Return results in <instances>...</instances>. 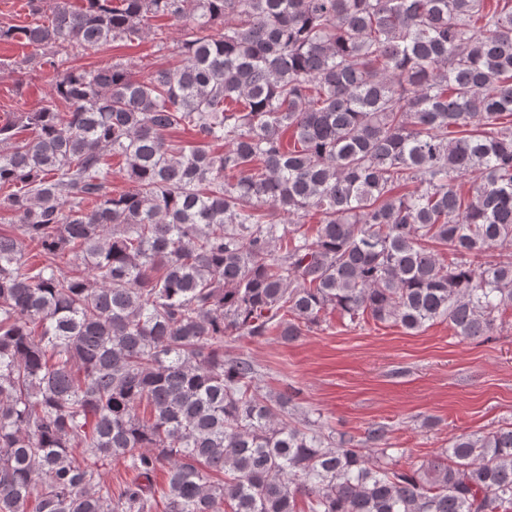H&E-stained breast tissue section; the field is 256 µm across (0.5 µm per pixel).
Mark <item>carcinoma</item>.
<instances>
[{"label": "carcinoma", "instance_id": "1", "mask_svg": "<svg viewBox=\"0 0 512 512\" xmlns=\"http://www.w3.org/2000/svg\"><path fill=\"white\" fill-rule=\"evenodd\" d=\"M84 2L0 26L58 74L0 123V512H512V427L398 468L386 426L287 421L302 390L271 404L224 356L329 310L493 335L512 255L478 258L512 246V0ZM158 16L175 66H69ZM108 461L135 479L112 489Z\"/></svg>", "mask_w": 512, "mask_h": 512}]
</instances>
